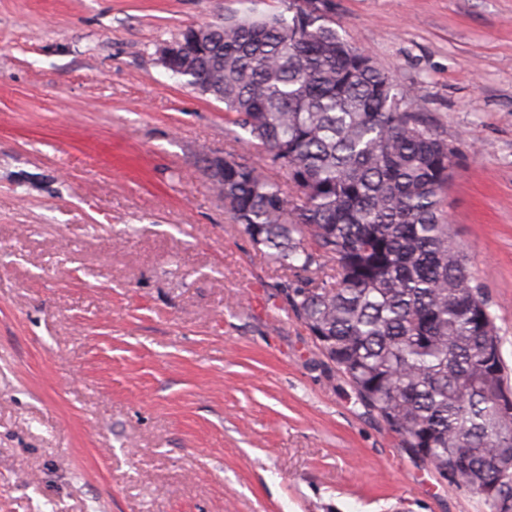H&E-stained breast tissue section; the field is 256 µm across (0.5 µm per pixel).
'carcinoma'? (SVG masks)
<instances>
[{"label":"carcinoma","mask_w":512,"mask_h":512,"mask_svg":"<svg viewBox=\"0 0 512 512\" xmlns=\"http://www.w3.org/2000/svg\"><path fill=\"white\" fill-rule=\"evenodd\" d=\"M226 17L163 45L172 76L224 104L265 164L204 168L224 208L288 273L284 311L401 447L480 496L512 494V411L496 316L454 240L455 147L420 103L315 8ZM287 170L288 186L268 174Z\"/></svg>","instance_id":"cac0c4a2"}]
</instances>
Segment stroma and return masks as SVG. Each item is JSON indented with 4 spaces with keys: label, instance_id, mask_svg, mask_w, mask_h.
<instances>
[{
    "label": "stroma",
    "instance_id": "stroma-1",
    "mask_svg": "<svg viewBox=\"0 0 512 512\" xmlns=\"http://www.w3.org/2000/svg\"><path fill=\"white\" fill-rule=\"evenodd\" d=\"M281 8L0 0V512H489L358 402L206 175L259 155L158 47ZM317 8L456 147L512 377V0Z\"/></svg>",
    "mask_w": 512,
    "mask_h": 512
}]
</instances>
